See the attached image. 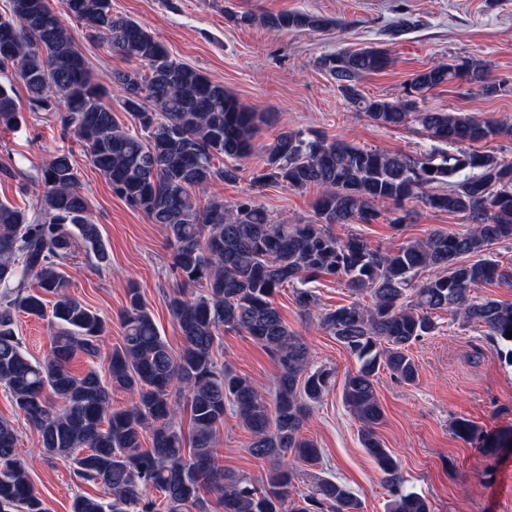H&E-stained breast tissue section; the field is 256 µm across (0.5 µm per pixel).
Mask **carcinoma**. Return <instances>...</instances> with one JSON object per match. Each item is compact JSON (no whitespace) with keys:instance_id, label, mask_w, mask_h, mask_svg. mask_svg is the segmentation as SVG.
Wrapping results in <instances>:
<instances>
[{"instance_id":"1","label":"carcinoma","mask_w":512,"mask_h":512,"mask_svg":"<svg viewBox=\"0 0 512 512\" xmlns=\"http://www.w3.org/2000/svg\"><path fill=\"white\" fill-rule=\"evenodd\" d=\"M61 3L76 28L131 64L113 71L111 82L124 93L121 109L137 129L120 124L104 102L76 28L64 25L47 0H10L9 12L0 14V73L24 83L32 110L62 107L64 132L86 150L113 194L165 227L177 279L168 308L183 337V349L173 353L132 287L119 313L121 343L103 351L109 323L69 292L63 275L77 239L96 268L110 265L88 200L77 190L70 154L53 153L41 165L32 179L31 208L0 202V387L38 433L48 457L69 461L79 480L105 490V498L75 496L70 512H209L211 496L224 512H362L360 498L327 476L294 493L301 466L320 460L321 449L304 429L331 372L311 362L307 344L276 308L275 296L285 287L293 290L300 312L316 318L357 362L342 396L381 472L390 496L386 512H431L425 497L405 489L399 461L376 433L384 412L375 377L386 369L402 382H415L410 347L435 333L444 313L479 325L512 362V304L474 294L481 284L512 286V267L492 256L493 245L512 242V160L467 148L511 137L512 125L469 111L419 107L427 93L456 81L496 93L485 66L435 64L417 73L403 96L389 100L367 97L360 86L364 76L389 65L386 50L370 46L321 56L318 66L356 111L386 128L415 122L434 145L420 159L284 130L254 182L319 192L314 220L277 223L250 196L201 207L194 194L213 181L239 179L235 161L253 153L266 115L173 58L143 24L112 15L111 0ZM260 22L275 32L334 24L289 11L264 14ZM20 119L12 84L0 81V130L17 127ZM414 201L462 216L466 228L436 229L391 250L334 231L338 224L372 223L378 206L388 202L399 211L390 224L399 228L409 216L405 204ZM323 279L344 284L357 300L321 307L315 283ZM31 280L37 289L30 288ZM21 313L54 329L48 358L27 351L16 331ZM223 330L250 337L275 360L280 377L272 392L217 367L214 348ZM78 355L89 363L80 374L71 368ZM115 390L135 400L116 409ZM184 409L187 434L176 425ZM228 410L251 434V455L269 464L257 483L220 462L214 435ZM453 433L490 457L512 447V430H485L465 418L454 421ZM17 442L15 423L0 418V512H47L16 453Z\"/></svg>"}]
</instances>
